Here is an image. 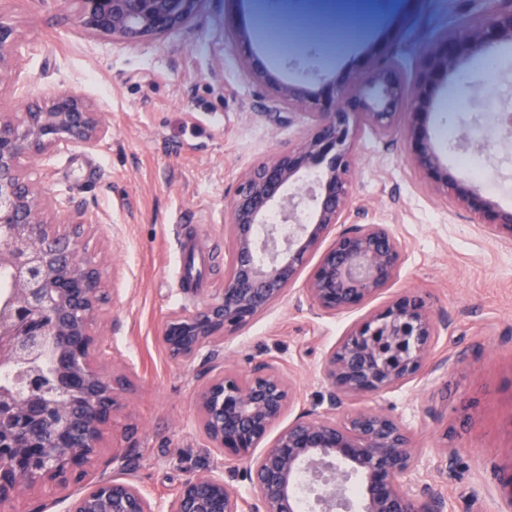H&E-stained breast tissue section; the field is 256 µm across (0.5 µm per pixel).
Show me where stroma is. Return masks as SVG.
Returning <instances> with one entry per match:
<instances>
[{
    "label": "stroma",
    "mask_w": 512,
    "mask_h": 512,
    "mask_svg": "<svg viewBox=\"0 0 512 512\" xmlns=\"http://www.w3.org/2000/svg\"><path fill=\"white\" fill-rule=\"evenodd\" d=\"M461 0H204L187 30L157 44L101 45L88 39L60 0H0L23 44V65L0 81V108L69 88L103 112L111 136L100 147H69L35 167L62 208L93 218L88 253L102 261L103 366L128 373L121 406L93 466L109 477L120 454L131 478L168 501L217 456L198 427L195 394L202 360L171 359L160 342L170 313L192 309L224 286L232 243L224 206L240 173L295 140L298 123L277 121L265 89L244 69L224 33L225 15L250 23L280 16L287 37L257 27L254 43H275L270 66L290 80L315 83L309 60L343 70L369 45L415 17L398 48L414 59L424 36L443 30ZM512 46L474 59L465 79L474 100L459 105L455 83L442 87L430 116L435 146L449 170L464 173L448 132L475 126L490 101L512 109ZM497 172L485 155L481 186L512 210V139L499 143ZM350 220L388 225L405 249L388 296L421 293L448 319L434 353L447 371L424 374L374 404L400 417L422 452L427 476L448 512H499L504 491L495 468L512 466V245L437 196L409 164L401 133L363 129L353 176ZM192 278L195 289L183 288ZM294 284L248 329L225 338L220 363L246 372L272 360L292 382L296 409L320 410L323 355L357 318L318 315L298 305ZM454 468L437 472L446 448Z\"/></svg>",
    "instance_id": "35a3bbf8"
}]
</instances>
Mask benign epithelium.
<instances>
[{"label": "benign epithelium", "mask_w": 512, "mask_h": 512, "mask_svg": "<svg viewBox=\"0 0 512 512\" xmlns=\"http://www.w3.org/2000/svg\"><path fill=\"white\" fill-rule=\"evenodd\" d=\"M91 38L136 45L174 34L201 0H63ZM404 20L347 71H327L319 88L288 81L254 50L252 28L225 16L224 29L250 77L302 122L298 138L248 166L224 208L232 239L224 288L191 310L172 313L160 341L175 360L250 327L295 282L310 258L303 297L310 310L336 316L365 307L399 275L404 247L386 224H350L356 150L362 128L394 131L401 116L409 163L446 200L512 244V210L448 170L427 118L437 91L476 57L512 44V0H494L478 18L429 35L411 65L392 47L411 34ZM22 44L0 15V80L22 64ZM485 138L458 146L490 151L512 134V112L487 117ZM103 115L69 89L29 98L19 112L0 109V268L14 273L0 299V367L27 372V393L0 385V512L26 486L64 487L87 473L112 424L126 378L100 357L102 277L85 251L82 210L49 216L41 180L21 161H41L61 146L95 147L109 135ZM329 244H324L326 239ZM448 319L416 292L396 295L355 320L324 355L327 406L302 410L275 436L295 389L273 361L243 374L207 368L196 396L202 434L227 463L243 466L250 496L214 467L185 480L169 502L153 500L127 466L68 494L64 512H447V501L419 473L409 428L381 408L336 417L352 399L380 397L447 366L434 347Z\"/></svg>", "instance_id": "7a95c632"}]
</instances>
